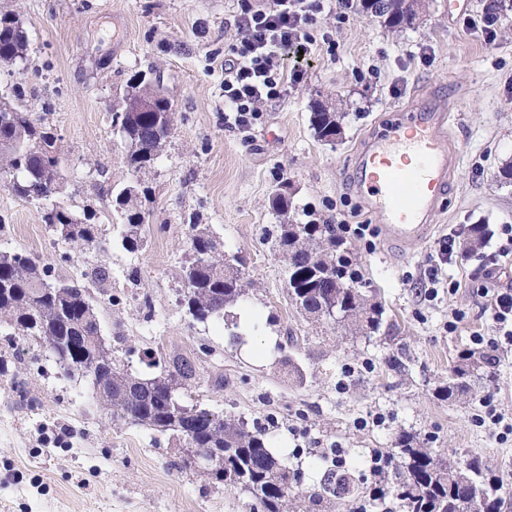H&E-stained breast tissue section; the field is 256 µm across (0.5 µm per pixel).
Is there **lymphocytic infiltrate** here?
Masks as SVG:
<instances>
[{
	"label": "lymphocytic infiltrate",
	"instance_id": "f902f5d3",
	"mask_svg": "<svg viewBox=\"0 0 512 512\" xmlns=\"http://www.w3.org/2000/svg\"><path fill=\"white\" fill-rule=\"evenodd\" d=\"M324 0H271L257 9L243 4L232 25L239 37L224 59V107L235 125L249 126L263 104L283 96L288 77L280 63L282 46L309 43Z\"/></svg>",
	"mask_w": 512,
	"mask_h": 512
}]
</instances>
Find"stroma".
Here are the masks:
<instances>
[{"mask_svg":"<svg viewBox=\"0 0 512 512\" xmlns=\"http://www.w3.org/2000/svg\"><path fill=\"white\" fill-rule=\"evenodd\" d=\"M240 3L0 0V13L16 14L29 38L25 61L0 66V99L54 132L67 176L60 204L98 217L96 244L76 251L0 183V252L88 286L124 371L149 379L165 375L173 357L192 361L197 378L179 389L180 401L264 429L302 499L321 494L335 461L355 487L338 512H404L393 487L397 443L409 434L452 459H479L512 500V434L482 419L489 400L512 420V346L494 350L475 396L438 394L474 336L495 334L487 293L512 289L501 233L512 225V187L496 178L512 162V11L485 34L466 25L483 15L485 0H435L422 23L394 33L362 15L340 18L337 0H327L314 43L281 51L300 82L241 129L224 112V55L238 37L230 21ZM136 76L159 86L176 118L141 175L152 190L150 217L145 248L131 254L112 207L131 179L112 104ZM316 99L344 114L336 143L314 135ZM430 101L445 103L459 155L430 236L403 251L379 231L345 235L355 268L385 308L380 331L306 319L288 297L270 195L290 185L297 223L305 207L330 224L375 223L353 187L356 158ZM195 224L209 226L255 283L230 309L237 338L223 320L196 321L181 303ZM470 224L485 225L484 247L454 252L437 296H428L443 237ZM98 266L110 272L108 287L90 283ZM455 281L459 289L449 291ZM185 448L179 433L112 420L89 379L64 373L46 349L0 324V512H263L189 463ZM376 454L391 460L379 480L370 473ZM377 484L386 493L381 504L370 498Z\"/></svg>","mask_w":512,"mask_h":512,"instance_id":"obj_1","label":"stroma"}]
</instances>
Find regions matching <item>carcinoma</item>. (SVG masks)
<instances>
[{"label":"carcinoma","mask_w":512,"mask_h":512,"mask_svg":"<svg viewBox=\"0 0 512 512\" xmlns=\"http://www.w3.org/2000/svg\"><path fill=\"white\" fill-rule=\"evenodd\" d=\"M377 8L368 0H357L356 8L366 17L378 18L394 31L411 28L409 0H376ZM29 40L18 17L5 13L0 16V56L5 61H18L27 55ZM140 95L155 101L156 112H132L120 130L127 143L124 163L128 171L139 174L148 170L157 159L174 121L169 115L158 121V112L172 108L168 97L156 92L138 79L127 86L125 95ZM343 115L321 100L311 105L310 125L321 141L336 142L341 135ZM22 161V179L11 185L12 191L29 202L49 208L48 198L53 188L44 183L45 159L37 153L17 158L7 150L0 151V169L13 168ZM150 188L144 185L132 192L130 187L119 191L115 209L122 220L121 244L129 252L139 250L144 242L145 202ZM276 215L285 220L279 226L276 248L286 262L288 296L302 314L309 316L322 305L334 301L336 306L351 313L354 330L369 334L383 324V305L365 292L366 283L349 270L344 241L336 234V225L309 220L295 224L290 220L293 201L270 205ZM96 213L85 211L76 215L59 207L42 221L75 248L96 242ZM193 261L182 274L183 301L194 308L198 321L222 318L225 309L246 296L243 275L224 274L226 258L217 249L218 241L209 228L192 225ZM486 238L483 224H472L463 237L465 252L482 246ZM51 268L20 254L0 253V322L18 330L48 349L58 363L68 371H77L91 379L98 388L96 394L107 414L114 420L129 419L158 431H174L186 436L189 414L194 420H204L207 426L198 431L190 448L224 449V484L251 494L260 502L263 512H287L292 492L290 471L286 464L269 451L265 433L250 431L244 422L215 414L205 408L183 407L175 413L168 398V384L187 386L196 380V366L187 358L171 359V371L151 379L135 377L114 365L112 351L101 345L96 336L99 318L88 289L66 283L60 293L49 291ZM492 360L485 351L468 349L459 356L451 371L448 386L441 389L444 397L462 398L472 390L471 378ZM404 465L398 472L396 487L406 512H464L463 501L471 495L483 496L487 512H501L504 501L497 496L498 487L485 473L483 463L471 459L461 463L433 453L417 444L410 436L399 438ZM326 498L312 501L334 512L336 500L350 493L345 474L334 468L325 474Z\"/></svg>","instance_id":"cac0c4a2"}]
</instances>
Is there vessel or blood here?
Wrapping results in <instances>:
<instances>
[{"mask_svg":"<svg viewBox=\"0 0 512 512\" xmlns=\"http://www.w3.org/2000/svg\"><path fill=\"white\" fill-rule=\"evenodd\" d=\"M445 123L443 104L419 105L408 124L393 125L357 157L367 209L388 240L407 248L426 236L458 162Z\"/></svg>","mask_w":512,"mask_h":512,"instance_id":"1","label":"vessel or blood"}]
</instances>
